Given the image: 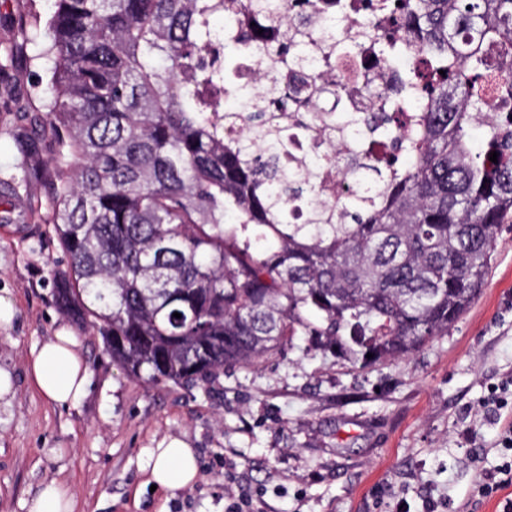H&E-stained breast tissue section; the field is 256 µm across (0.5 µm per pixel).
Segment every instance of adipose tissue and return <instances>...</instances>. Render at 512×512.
I'll return each mask as SVG.
<instances>
[{"label":"adipose tissue","mask_w":512,"mask_h":512,"mask_svg":"<svg viewBox=\"0 0 512 512\" xmlns=\"http://www.w3.org/2000/svg\"><path fill=\"white\" fill-rule=\"evenodd\" d=\"M28 365L36 388L56 405L74 406L88 391V367L75 337L68 331L58 332L33 350ZM148 466L152 483L165 490L191 487L199 475L194 448L177 437L162 440L150 449Z\"/></svg>","instance_id":"1"}]
</instances>
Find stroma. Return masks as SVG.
I'll list each match as a JSON object with an SVG mask.
<instances>
[{
	"label": "stroma",
	"instance_id": "35a3bbf8",
	"mask_svg": "<svg viewBox=\"0 0 512 512\" xmlns=\"http://www.w3.org/2000/svg\"><path fill=\"white\" fill-rule=\"evenodd\" d=\"M50 0H0V296L15 306L0 328V367L13 378L0 409V512L48 480L65 483L77 512H225L224 464L236 463L260 512H500L512 486L473 499L499 463L497 443L512 416L477 405L512 380V229L472 307L408 358L364 369L307 352L294 337L254 368H228L191 389L127 377L100 336L58 308L52 272L67 266L49 222L46 189L8 190L18 162L15 136L46 121L36 85L42 67L13 54L20 25L48 15ZM75 336L90 371L86 397L48 402L27 376L29 351L58 330ZM197 451L200 478L187 489H152L148 451L165 437Z\"/></svg>",
	"mask_w": 512,
	"mask_h": 512
}]
</instances>
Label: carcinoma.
<instances>
[{
    "mask_svg": "<svg viewBox=\"0 0 512 512\" xmlns=\"http://www.w3.org/2000/svg\"><path fill=\"white\" fill-rule=\"evenodd\" d=\"M21 23L48 79L40 90L54 142L16 137L22 181L49 186V223L68 258L53 274L62 312L99 335L127 376L193 387L228 367H255L291 337L352 364L418 351L471 306L512 219V124L485 115L489 50L503 49L496 87L512 100V0H401L397 6L430 88L400 148L409 163L355 171L384 185L332 210L288 221L296 174L280 156L294 95L273 84L254 112L224 111V49L214 17L290 0H53ZM247 52H288V42ZM445 74H440V71ZM245 119L249 138L224 141ZM404 112H351L371 130ZM497 152V162L489 160ZM181 317L176 318L174 314ZM373 357H367V354Z\"/></svg>",
    "mask_w": 512,
    "mask_h": 512,
    "instance_id": "carcinoma-1",
    "label": "carcinoma"
}]
</instances>
